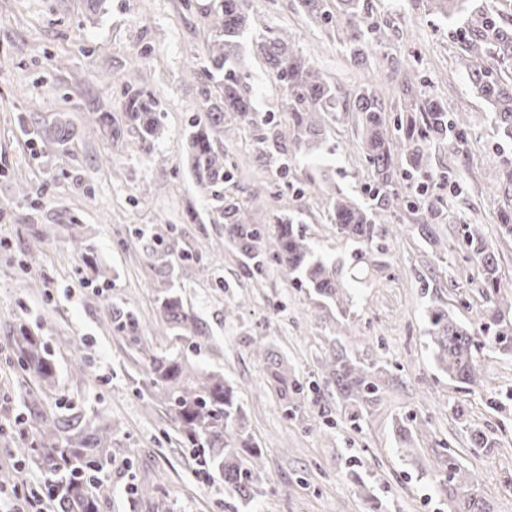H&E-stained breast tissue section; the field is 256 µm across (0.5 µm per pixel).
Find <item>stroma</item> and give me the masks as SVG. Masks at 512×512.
I'll list each match as a JSON object with an SVG mask.
<instances>
[{
    "label": "stroma",
    "mask_w": 512,
    "mask_h": 512,
    "mask_svg": "<svg viewBox=\"0 0 512 512\" xmlns=\"http://www.w3.org/2000/svg\"><path fill=\"white\" fill-rule=\"evenodd\" d=\"M209 2L196 0L188 10L183 0H106L94 14L86 0H0V469L43 479L15 452L34 431L25 392L35 382L24 378L9 344L21 322L44 338L58 362L57 385L41 397V408L76 406L114 426L112 494L99 512H449L437 477L447 453L475 477L493 512H512V359L484 351L482 384L464 392L437 369L428 346L429 307H447L476 330L489 305L478 265L462 245L463 225H480L501 273L512 278V236L498 220L512 201L500 189L502 146L490 105L469 82L459 20L429 14L424 0H372L388 40L361 68L337 24L316 23L299 0H249L254 31L287 27L305 57L335 79L341 96L373 83L389 121H396L402 86L385 73L416 60L420 96L471 119L465 141L430 145L427 179L403 181L407 207L399 221L406 229L378 241L384 268L371 277L337 234L321 190L328 179L360 205L374 202L355 113H338L319 142L284 171L273 160L274 147L260 143L256 132L215 137L236 166L226 194L264 220L293 216L318 255L345 263L353 314L340 342L361 362L387 370L380 400L355 423L327 388L310 394L299 413L284 412L258 345L287 360L300 381L314 382L335 322L316 320L315 297L289 283L279 267L267 265L258 278L248 273L213 200L185 166L186 137L202 116V100L183 70L204 58ZM247 65L255 109L286 120L284 93L266 66L254 57ZM135 66L164 114L149 156L96 131L100 113H120L124 76ZM61 115L75 126L71 144L39 142L35 127ZM22 181L34 188L40 211L19 197ZM431 198L440 199L448 216L436 227L444 251L416 228ZM190 209L197 220H187ZM71 224L92 245L97 270L71 252ZM158 232L171 261L169 281L198 315L201 335L175 336L159 318L152 289ZM112 304L137 315L154 349L186 356L236 387L266 462L263 489L251 504L227 494L220 473L199 470L163 408L145 409L141 356L113 332ZM235 304L239 312L225 315ZM73 341L83 346L82 376L70 371ZM460 400L469 408L468 423L489 432L496 448L471 446L467 423L451 413ZM402 418L420 427L409 459L396 442Z\"/></svg>",
    "instance_id": "35a3bbf8"
}]
</instances>
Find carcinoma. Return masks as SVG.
<instances>
[{"label": "carcinoma", "mask_w": 512, "mask_h": 512, "mask_svg": "<svg viewBox=\"0 0 512 512\" xmlns=\"http://www.w3.org/2000/svg\"><path fill=\"white\" fill-rule=\"evenodd\" d=\"M306 14L317 22L329 23L332 15L327 0H300ZM438 13L462 18L460 27L463 49L469 61V80L494 108L495 131L499 139L512 143V81L492 75L490 65L512 67V27L504 23L495 9L474 6L472 0H428ZM341 13L344 46L360 67L367 66L371 49L386 44L385 28L375 17L370 0H336ZM210 35L207 38L206 65L189 66L185 77L200 89L204 119L194 125L186 140V162L199 190L216 202L225 233L239 253L247 259L254 275L264 273L273 261L285 278L307 286L321 309L333 307L337 335L346 332L352 296L341 278L343 265L314 253L305 235L294 221L282 215L273 223L258 221L239 199L224 195V183L233 178L224 151L214 146L217 133L233 134L245 127L265 131L259 139L278 148L288 147L297 154L311 147L324 134L330 114L344 108L336 85L296 46L288 29H267L255 38V49L285 91L284 108L288 121L275 123L258 118L252 104L246 61L238 38L249 21L248 0H213ZM126 100L123 115L116 118L103 112L97 119V131L112 143H127L152 154L153 143L163 132L162 116L157 112L150 92L141 86L140 69L125 75ZM412 74L402 82L403 100L394 135L400 154L391 149L386 109L369 86L363 84L354 97V111L362 127L360 146L372 168L377 203L372 207L357 204L336 184L324 191L330 196L331 220L338 232L359 245V254L372 249L378 226L392 224L404 206L401 180L423 170L430 143L435 140L460 141L469 129L464 112L448 113L435 100L422 99L412 88ZM49 135L65 144L74 135V125L59 119ZM443 220L441 204L430 201L417 225L420 236L434 246L441 245L435 225ZM74 251H86V264L97 269L92 249L78 229L69 234ZM466 246L479 262L483 292L492 297L493 307L483 316L476 333L458 322L450 311L433 307L428 311V336L434 361L459 388L470 390L481 385L478 358L491 348L512 354V280L503 279L498 261L486 245L479 225L467 224ZM157 310L170 329L182 336H199L197 316L185 306L182 295L167 281L156 289ZM112 330L139 347L145 357L144 367L148 402L159 405L170 415L180 443L195 448L202 470L211 468L224 474V490L245 502L254 499L265 479L264 459L247 430L246 412L235 388L219 373L204 372L189 358L157 352L143 343L137 316L130 310L112 308ZM20 369L35 380L40 392L55 386L57 364L42 338L19 326L9 338ZM263 371L277 392L281 406L294 414L301 410L309 388L292 377L288 363L265 347L258 348ZM386 369L366 365L352 357L346 348L331 340V348L321 361V377L336 388L342 406L352 408L356 420L380 399ZM31 419L37 428L34 440L15 449L43 472L45 480L40 495L53 512H99V501L108 485L91 481L89 471L106 459L112 445V425L100 424L80 408L64 414L47 413L39 407ZM399 448L405 455L413 452L409 424L396 429ZM440 476L449 491V512H492L487 500L475 487L473 477L462 470L457 458L448 454L441 460Z\"/></svg>", "instance_id": "1"}]
</instances>
